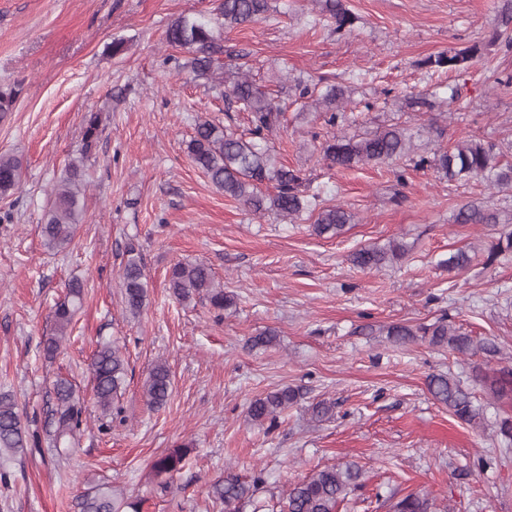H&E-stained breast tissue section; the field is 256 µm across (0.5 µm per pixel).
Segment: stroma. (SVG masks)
I'll use <instances>...</instances> for the list:
<instances>
[{
  "label": "stroma",
  "mask_w": 512,
  "mask_h": 512,
  "mask_svg": "<svg viewBox=\"0 0 512 512\" xmlns=\"http://www.w3.org/2000/svg\"><path fill=\"white\" fill-rule=\"evenodd\" d=\"M220 0H0V86L17 91L0 121V153L23 160L20 184L0 199V390L11 391L26 427L42 429L53 383L79 389L87 426L59 456L29 449L0 480V512H79L100 485L138 500L140 512H221L209 491L227 476L265 483L242 512H270L296 482L326 466L356 462L358 486L338 512H388L390 496L419 493L448 512H512V440L498 433L512 402H491L478 370L512 369V253L486 264V249L512 231V187L450 182L408 158L351 170L328 168L321 146L385 124L409 128L418 153L449 149L464 135L501 149L512 163V52L492 47L458 76L424 67L428 56L484 40L499 26L501 0H346L355 16L336 32L320 0H270L265 18L224 30L209 78L195 77L187 50L165 32L181 16L215 13ZM124 50L112 54L113 42ZM246 58L254 83L284 108L268 136L277 159L301 171L355 215L341 236L316 234L313 218L254 213L226 197L195 167L187 143L198 121L244 129L247 113L225 101V71ZM345 87L352 120L330 125L322 108L298 100V83ZM426 98L412 108L408 97ZM102 132L86 162L85 211L67 248L45 247L39 224L65 165L79 155L86 113ZM467 204L503 211L504 224H459ZM402 242L397 264L354 267L361 248ZM147 285L139 316L125 310L120 271L128 248ZM472 258L449 274V253ZM201 261L234 304L176 300L170 269ZM85 296L54 358L43 343L52 309L72 279ZM448 317L496 355L461 356L416 342L395 344L386 328ZM272 331L277 343L253 348ZM119 339L127 378L116 411L101 415L88 371L99 341ZM171 394L149 408L142 386L157 362ZM452 375L483 410L456 419L428 389ZM303 396L274 428L251 424L252 399L275 389ZM336 404L317 421L311 406ZM189 452L171 479L155 458Z\"/></svg>",
  "instance_id": "35a3bbf8"
}]
</instances>
